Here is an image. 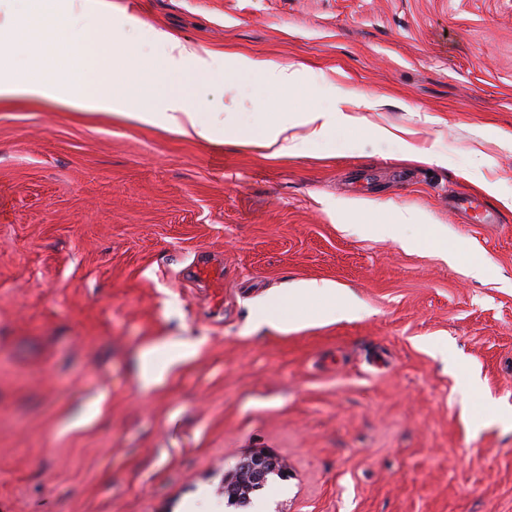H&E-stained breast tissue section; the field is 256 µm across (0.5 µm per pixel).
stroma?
Wrapping results in <instances>:
<instances>
[{"instance_id":"obj_1","label":"stroma","mask_w":512,"mask_h":512,"mask_svg":"<svg viewBox=\"0 0 512 512\" xmlns=\"http://www.w3.org/2000/svg\"><path fill=\"white\" fill-rule=\"evenodd\" d=\"M115 2L131 84L154 26L303 68L291 111L367 94L393 135L275 158L0 101V512H512V428L490 419L512 410V0ZM174 87L204 121L281 116L221 61ZM483 184L493 223L449 210ZM353 200L372 215L337 212ZM398 209L418 223L370 229ZM310 280L359 312L252 329L255 303ZM184 341L142 385L140 351ZM251 453L290 475L227 506Z\"/></svg>"}]
</instances>
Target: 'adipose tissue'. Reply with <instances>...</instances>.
I'll use <instances>...</instances> for the list:
<instances>
[{
  "label": "adipose tissue",
  "mask_w": 512,
  "mask_h": 512,
  "mask_svg": "<svg viewBox=\"0 0 512 512\" xmlns=\"http://www.w3.org/2000/svg\"><path fill=\"white\" fill-rule=\"evenodd\" d=\"M13 17L0 22V99L22 96L46 100L65 109L110 112L127 121L159 126L183 136L219 142L237 143L270 151L274 156H296L306 142L328 141L337 127H358L359 108H373L363 95H349L344 106L331 111L306 108L288 120L261 130L215 127L198 121L181 95L169 82L177 76L202 77L213 70L217 53L206 47H188L170 32L157 28L155 42L162 53L149 70L139 91H132L123 76L112 69L116 57L127 56L113 19L120 9L113 0H19ZM94 17L98 26L88 30L86 17ZM96 43L107 76L100 88L87 85L85 56L89 43ZM233 69L255 73L264 87L280 99L306 91L301 69L288 65L271 67L265 62L234 54L229 58ZM306 135H296V127ZM315 301L321 319L335 318L349 312L345 295L328 281L312 280L295 285L286 295L259 303L254 312L255 327L270 326L280 330L306 324L310 318L307 301Z\"/></svg>",
  "instance_id": "1"
}]
</instances>
